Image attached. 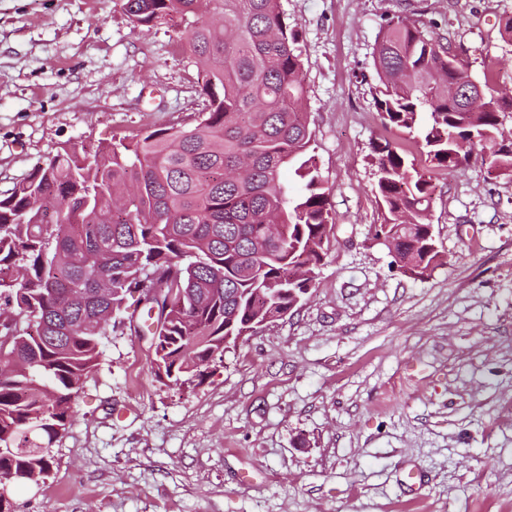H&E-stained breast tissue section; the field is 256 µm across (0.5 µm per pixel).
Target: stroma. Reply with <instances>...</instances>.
Segmentation results:
<instances>
[{
  "label": "stroma",
  "mask_w": 512,
  "mask_h": 512,
  "mask_svg": "<svg viewBox=\"0 0 512 512\" xmlns=\"http://www.w3.org/2000/svg\"><path fill=\"white\" fill-rule=\"evenodd\" d=\"M281 6L335 222L310 291L183 386L155 376L147 336L109 333L48 476L9 485L11 512H512V173L477 151L431 171L442 263L414 279L373 237L371 164L383 136L417 152L373 103L382 27L415 21L512 95V0ZM185 30L134 24L120 0H0V195L61 148L197 117Z\"/></svg>",
  "instance_id": "obj_1"
}]
</instances>
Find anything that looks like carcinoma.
<instances>
[{
  "label": "carcinoma",
  "mask_w": 512,
  "mask_h": 512,
  "mask_svg": "<svg viewBox=\"0 0 512 512\" xmlns=\"http://www.w3.org/2000/svg\"><path fill=\"white\" fill-rule=\"evenodd\" d=\"M132 22L192 17L186 39L202 74L194 121L92 150L61 149L0 196V482L50 471V448L73 400L99 364L108 331H138L125 300L152 319L157 377L182 385L224 357V337L294 306L333 234L304 109L299 35L280 0H121ZM449 46L407 18L379 33L374 106L386 128L419 139L429 167L452 173L459 143L489 148L512 171L499 113L512 96L489 81L474 115L448 98V77H468ZM384 222L404 265L422 278L441 260L425 222L433 185L389 141L373 146ZM290 167L296 185L280 179ZM262 288L276 303L253 304Z\"/></svg>",
  "instance_id": "1"
}]
</instances>
